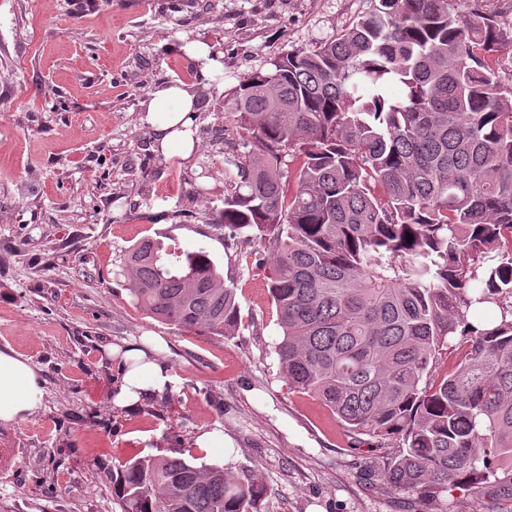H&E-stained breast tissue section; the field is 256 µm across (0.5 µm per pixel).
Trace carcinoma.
Wrapping results in <instances>:
<instances>
[{"label": "carcinoma", "instance_id": "cac0c4a2", "mask_svg": "<svg viewBox=\"0 0 512 512\" xmlns=\"http://www.w3.org/2000/svg\"><path fill=\"white\" fill-rule=\"evenodd\" d=\"M455 4L377 0L240 80L247 139L224 157L215 225L268 243L288 387L354 436L396 438L381 481L427 502L512 481V84L488 63L505 42L495 16ZM123 271L161 321L238 328L235 289L204 249L147 237ZM112 488L122 512H259L266 494L251 469L171 455L133 456Z\"/></svg>", "mask_w": 512, "mask_h": 512}]
</instances>
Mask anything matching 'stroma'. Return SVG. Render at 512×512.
<instances>
[{
	"instance_id": "obj_1",
	"label": "stroma",
	"mask_w": 512,
	"mask_h": 512,
	"mask_svg": "<svg viewBox=\"0 0 512 512\" xmlns=\"http://www.w3.org/2000/svg\"><path fill=\"white\" fill-rule=\"evenodd\" d=\"M374 0H0V352L41 378L36 409L0 423V512H120L112 473L133 455L177 452L201 464L257 470L261 512H432L382 488L375 438L353 440L319 399L290 390L281 336L258 261L213 225L224 200V152L239 144L224 97L290 50L337 36ZM495 11L505 46L492 58L512 79V0H461ZM199 40L224 59L199 79L182 50ZM181 81L197 95L200 144L189 158L153 150L148 95ZM209 191L182 213L197 187ZM172 237L205 249L231 281L241 321L212 336L154 318L122 272L128 247ZM167 345L169 399L113 405L123 378L102 347L143 333ZM222 428L224 447H196ZM449 512H512L502 488L458 486Z\"/></svg>"
}]
</instances>
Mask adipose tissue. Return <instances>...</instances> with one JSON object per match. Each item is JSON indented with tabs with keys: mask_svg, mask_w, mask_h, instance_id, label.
Listing matches in <instances>:
<instances>
[{
	"mask_svg": "<svg viewBox=\"0 0 512 512\" xmlns=\"http://www.w3.org/2000/svg\"><path fill=\"white\" fill-rule=\"evenodd\" d=\"M196 103L195 94L181 83L164 84L150 92L147 121L162 155L186 158L198 147ZM158 343V337L146 336L141 344L129 345L125 350L110 344L104 347L106 357L121 356L126 367L123 383L112 399L114 405L131 407L171 387L169 368L150 352ZM40 394L36 368L22 356L0 352V422L11 423L33 412Z\"/></svg>",
	"mask_w": 512,
	"mask_h": 512,
	"instance_id": "obj_1",
	"label": "adipose tissue"
}]
</instances>
